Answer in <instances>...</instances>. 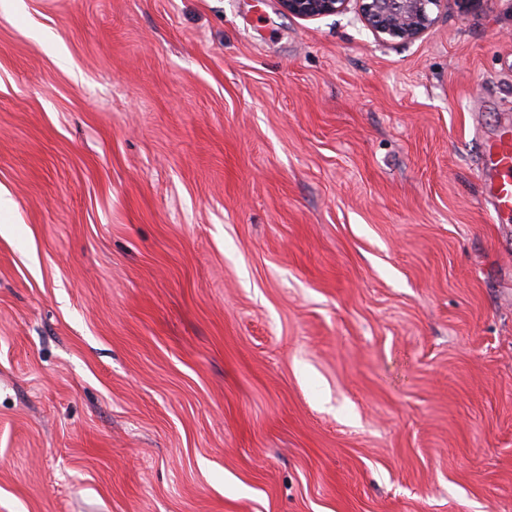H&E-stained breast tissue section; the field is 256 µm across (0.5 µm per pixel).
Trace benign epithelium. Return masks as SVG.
I'll return each instance as SVG.
<instances>
[{
  "instance_id": "1",
  "label": "benign epithelium",
  "mask_w": 512,
  "mask_h": 512,
  "mask_svg": "<svg viewBox=\"0 0 512 512\" xmlns=\"http://www.w3.org/2000/svg\"><path fill=\"white\" fill-rule=\"evenodd\" d=\"M359 4L364 25L379 39L414 40L434 23V10L446 0H280L283 10L294 17L312 20L342 14L348 4Z\"/></svg>"
}]
</instances>
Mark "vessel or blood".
Wrapping results in <instances>:
<instances>
[{
    "instance_id": "obj_1",
    "label": "vessel or blood",
    "mask_w": 512,
    "mask_h": 512,
    "mask_svg": "<svg viewBox=\"0 0 512 512\" xmlns=\"http://www.w3.org/2000/svg\"><path fill=\"white\" fill-rule=\"evenodd\" d=\"M485 191L497 216H512V127L485 138L482 145Z\"/></svg>"
}]
</instances>
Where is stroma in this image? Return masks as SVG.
<instances>
[{
	"instance_id": "obj_1",
	"label": "stroma",
	"mask_w": 512,
	"mask_h": 512,
	"mask_svg": "<svg viewBox=\"0 0 512 512\" xmlns=\"http://www.w3.org/2000/svg\"><path fill=\"white\" fill-rule=\"evenodd\" d=\"M512 0H0V512H512ZM283 10L291 16L312 20L342 14L352 0H279ZM364 25L379 39L411 41L434 23V9L446 0H356ZM485 191L498 217L512 216V127H503L482 145Z\"/></svg>"
}]
</instances>
